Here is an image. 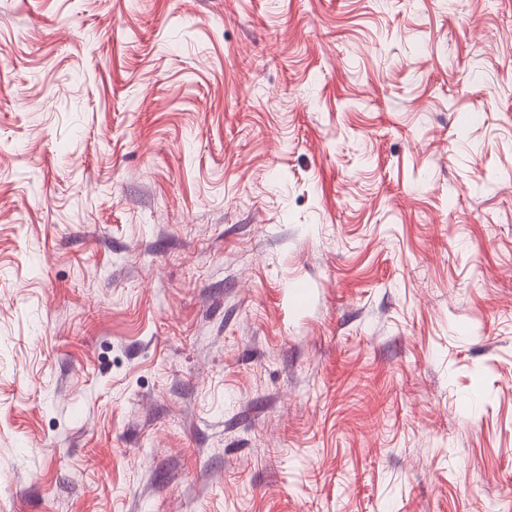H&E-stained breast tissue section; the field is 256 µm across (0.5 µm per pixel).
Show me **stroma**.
Returning a JSON list of instances; mask_svg holds the SVG:
<instances>
[{
	"mask_svg": "<svg viewBox=\"0 0 512 512\" xmlns=\"http://www.w3.org/2000/svg\"><path fill=\"white\" fill-rule=\"evenodd\" d=\"M0 512H512V0H0Z\"/></svg>",
	"mask_w": 512,
	"mask_h": 512,
	"instance_id": "stroma-1",
	"label": "stroma"
}]
</instances>
